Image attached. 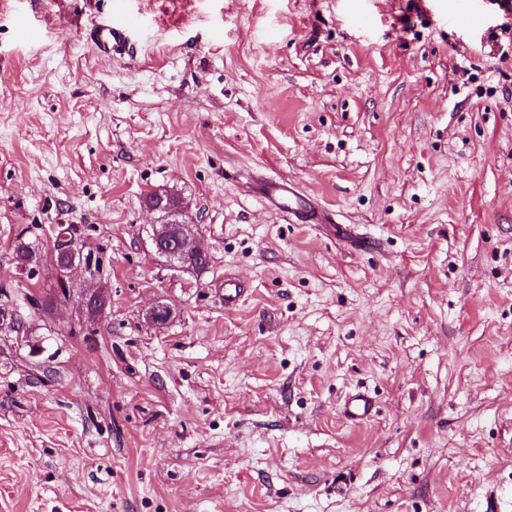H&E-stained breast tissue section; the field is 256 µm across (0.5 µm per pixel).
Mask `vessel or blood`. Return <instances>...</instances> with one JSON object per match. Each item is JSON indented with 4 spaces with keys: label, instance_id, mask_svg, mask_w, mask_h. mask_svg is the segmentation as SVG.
<instances>
[{
    "label": "vessel or blood",
    "instance_id": "1",
    "mask_svg": "<svg viewBox=\"0 0 512 512\" xmlns=\"http://www.w3.org/2000/svg\"><path fill=\"white\" fill-rule=\"evenodd\" d=\"M90 40L96 52L103 56H121L130 50L128 29L109 22L95 25L90 32ZM251 193L270 210L285 215L289 222L330 224L334 221L332 214L290 181L257 177L252 181ZM373 407V401L368 395L355 393L345 400L343 412L351 421L361 422L370 417Z\"/></svg>",
    "mask_w": 512,
    "mask_h": 512
}]
</instances>
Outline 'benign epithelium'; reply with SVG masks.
Here are the masks:
<instances>
[{
    "instance_id": "benign-epithelium-1",
    "label": "benign epithelium",
    "mask_w": 512,
    "mask_h": 512,
    "mask_svg": "<svg viewBox=\"0 0 512 512\" xmlns=\"http://www.w3.org/2000/svg\"><path fill=\"white\" fill-rule=\"evenodd\" d=\"M151 240L154 250L165 256L171 263V269L176 272L187 270L184 260L189 255L193 257V263L199 267L211 264L210 253L199 244L196 224L190 221L184 219L175 224H161L155 220L152 222ZM58 251L81 252V249L76 247L71 228L67 227L57 235L51 253ZM58 296L63 301L76 297L87 310L95 306L98 298V295L84 288H70L64 293H58ZM172 315L173 308L169 304L158 302L149 309L146 317L153 326L162 328L168 324ZM0 328L15 334L18 340L24 337L25 327L19 324L13 311L5 307L0 308Z\"/></svg>"
}]
</instances>
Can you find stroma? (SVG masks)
<instances>
[{
    "mask_svg": "<svg viewBox=\"0 0 512 512\" xmlns=\"http://www.w3.org/2000/svg\"><path fill=\"white\" fill-rule=\"evenodd\" d=\"M157 189L206 272L154 256ZM63 226L96 319L28 303ZM0 306V512H512V0H0ZM90 40L96 52L102 56H121L130 50L129 30L112 22L95 25L90 32ZM251 193L270 210L285 215L295 224H338L311 196L302 193L292 182L256 177ZM180 199L167 191H153L148 193L144 198L146 207H161L158 215L163 223L169 222V219H175L173 212L167 210L169 206L178 205ZM172 216V217H169ZM372 399L364 393H355L349 396L343 405V412L353 422L368 419L373 410Z\"/></svg>",
    "mask_w": 512,
    "mask_h": 512,
    "instance_id": "obj_1",
    "label": "stroma"
}]
</instances>
